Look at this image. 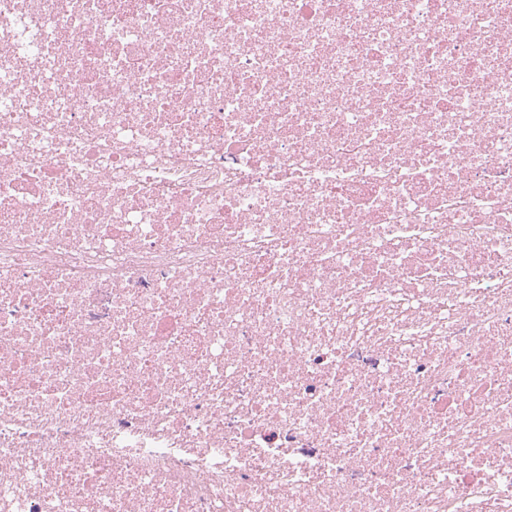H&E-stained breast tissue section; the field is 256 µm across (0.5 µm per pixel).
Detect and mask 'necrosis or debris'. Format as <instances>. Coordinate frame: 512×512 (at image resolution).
Here are the masks:
<instances>
[{"label": "necrosis or debris", "instance_id": "necrosis-or-debris-1", "mask_svg": "<svg viewBox=\"0 0 512 512\" xmlns=\"http://www.w3.org/2000/svg\"><path fill=\"white\" fill-rule=\"evenodd\" d=\"M0 512H512V0H0Z\"/></svg>", "mask_w": 512, "mask_h": 512}]
</instances>
